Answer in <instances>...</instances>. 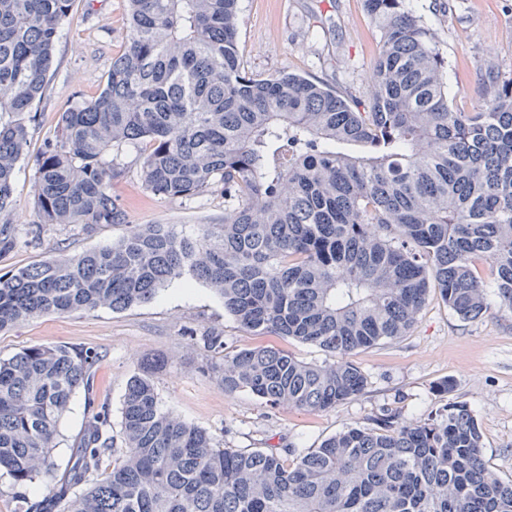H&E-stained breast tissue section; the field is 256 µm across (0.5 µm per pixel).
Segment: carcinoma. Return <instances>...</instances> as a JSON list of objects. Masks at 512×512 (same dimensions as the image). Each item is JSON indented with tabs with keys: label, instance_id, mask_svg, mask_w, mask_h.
<instances>
[{
	"label": "carcinoma",
	"instance_id": "1",
	"mask_svg": "<svg viewBox=\"0 0 512 512\" xmlns=\"http://www.w3.org/2000/svg\"><path fill=\"white\" fill-rule=\"evenodd\" d=\"M128 26L101 92L63 112L34 168L47 226L89 234L123 223L113 148L149 146L145 189L164 198L224 193V221L193 234L143 224L112 245L0 275V331L49 314L155 299L190 277L254 336L329 353L307 364L272 344L234 354L200 342L224 392L310 412L363 394L348 360L407 335L434 291L461 319L487 310L492 283L512 312V75L487 69L471 112L452 107L447 62L406 0H363L380 31L368 110L321 81L240 64L239 0H126ZM74 0H0V256L31 112ZM101 355L32 346L0 360V472L16 486L56 478L16 512H512V481L485 464L465 402L410 423L389 411L307 452L225 448L161 409L162 358L128 381L119 436L98 400ZM88 411L70 465L53 449L72 396ZM294 456L293 464L287 458Z\"/></svg>",
	"mask_w": 512,
	"mask_h": 512
}]
</instances>
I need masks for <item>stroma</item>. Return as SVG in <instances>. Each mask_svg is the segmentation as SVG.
I'll use <instances>...</instances> for the list:
<instances>
[{
    "mask_svg": "<svg viewBox=\"0 0 512 512\" xmlns=\"http://www.w3.org/2000/svg\"><path fill=\"white\" fill-rule=\"evenodd\" d=\"M436 37L448 61V92L459 111H472L482 93L487 66L512 73V0H410ZM124 0H76L72 16L55 45L45 93L29 125V141L19 164L11 220L20 242L0 257V275L59 254L74 255L110 245L129 224H180L195 231L224 217V196L213 192L195 201L155 196L144 188V149L120 153L123 178L112 194L126 212L121 225H103L93 234L77 226H54L32 238L39 217L33 198V168L43 141L60 115L77 101L96 97L113 57L124 48ZM380 33L362 0H240L241 63L257 78L287 70L345 92L366 105L368 74ZM171 282L152 301L122 312L49 314L0 332V359L35 345L86 347L103 360L100 397L120 426L129 378L148 359L161 356L166 367L156 376L163 410L207 430L224 447L255 450L295 443L318 447L322 440L368 424L389 409L408 422L426 418L445 400L467 402L482 434L485 461L502 480H512V313L501 311L495 293L488 310L464 320L435 295L429 296L415 328L406 336L361 348L350 357L367 378L364 393L336 408L307 412L288 406L271 409L249 393H225L197 338L223 333L232 354L261 344L225 313L224 302L205 284L183 292ZM455 381L449 397L434 392L443 378ZM88 415L83 393L73 395L53 455L66 467Z\"/></svg>",
    "mask_w": 512,
    "mask_h": 512,
    "instance_id": "stroma-1",
    "label": "stroma"
}]
</instances>
